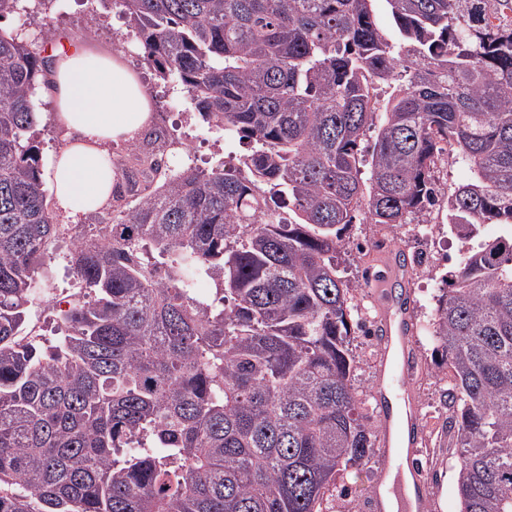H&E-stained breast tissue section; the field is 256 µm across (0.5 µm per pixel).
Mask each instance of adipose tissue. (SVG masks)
<instances>
[{"label":"adipose tissue","instance_id":"obj_1","mask_svg":"<svg viewBox=\"0 0 512 512\" xmlns=\"http://www.w3.org/2000/svg\"><path fill=\"white\" fill-rule=\"evenodd\" d=\"M53 58L52 119L71 138L48 157L46 176L57 210L75 219L109 202L115 170L107 146L145 132L151 103L122 54L77 42L56 47Z\"/></svg>","mask_w":512,"mask_h":512}]
</instances>
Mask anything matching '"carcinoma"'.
<instances>
[{
    "mask_svg": "<svg viewBox=\"0 0 512 512\" xmlns=\"http://www.w3.org/2000/svg\"><path fill=\"white\" fill-rule=\"evenodd\" d=\"M372 2L113 0L158 78L249 147L172 172L130 144L135 204L76 236L51 344L25 326L61 228L31 135L53 60L0 29V512H323L377 438L338 246L358 214L433 211L448 150L469 173L448 231L504 228L435 315L460 512H512V0H387L391 35Z\"/></svg>",
    "mask_w": 512,
    "mask_h": 512,
    "instance_id": "1",
    "label": "carcinoma"
}]
</instances>
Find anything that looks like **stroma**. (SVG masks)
I'll return each mask as SVG.
<instances>
[{
	"mask_svg": "<svg viewBox=\"0 0 512 512\" xmlns=\"http://www.w3.org/2000/svg\"><path fill=\"white\" fill-rule=\"evenodd\" d=\"M0 27L16 32L32 47H41L45 30L67 34L87 44L119 51L127 64L138 72L152 101V127L169 138L191 144L193 155L175 153L171 160L180 169L193 163L207 167L220 158L245 152L236 134L211 127L195 113L187 93L174 83L157 81L154 72L140 58L135 38L128 32L118 8L102 0H20L15 13L0 20ZM35 103L40 122L35 140L41 158L60 149L64 136L49 120L54 108L51 90L39 89ZM416 220L404 224L382 226L356 219L343 236L338 248L339 269L350 287V298L363 301L366 314H353L355 327L352 349L358 364L352 383L363 399H372L381 383L382 354L370 326L378 324L379 295L371 281L383 271L388 249L412 259L411 319L416 368L409 388L422 421V436L416 459L429 489L428 512H459L457 490V456L454 432L450 428L453 411L449 406L448 377L445 369L436 367L437 344L432 336L437 299L450 272L456 271L467 243L449 233L447 225H439L431 239L419 238ZM71 221H64L63 231L54 241L51 252L53 277L36 297L31 309V323L42 334H49L54 317L52 300H67L74 295V278L69 269L72 237ZM388 241L387 249L376 246L378 238ZM383 461L353 466L336 474L340 496H328L326 512H366L365 505L382 478Z\"/></svg>",
	"mask_w": 512,
	"mask_h": 512,
	"instance_id": "stroma-1",
	"label": "stroma"
}]
</instances>
